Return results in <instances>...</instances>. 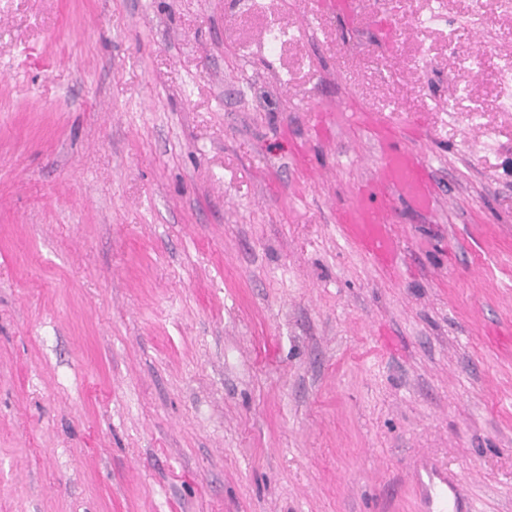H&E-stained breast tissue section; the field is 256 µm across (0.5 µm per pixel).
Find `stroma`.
I'll use <instances>...</instances> for the list:
<instances>
[{
	"label": "stroma",
	"instance_id": "obj_1",
	"mask_svg": "<svg viewBox=\"0 0 512 512\" xmlns=\"http://www.w3.org/2000/svg\"><path fill=\"white\" fill-rule=\"evenodd\" d=\"M483 2L0 0V512H421L423 459L512 512V0ZM348 103L439 184L392 205L394 276L336 222L378 164Z\"/></svg>",
	"mask_w": 512,
	"mask_h": 512
}]
</instances>
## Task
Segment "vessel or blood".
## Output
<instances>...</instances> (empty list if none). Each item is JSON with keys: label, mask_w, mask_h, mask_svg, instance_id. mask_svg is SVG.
<instances>
[{"label": "vessel or blood", "mask_w": 512, "mask_h": 512, "mask_svg": "<svg viewBox=\"0 0 512 512\" xmlns=\"http://www.w3.org/2000/svg\"><path fill=\"white\" fill-rule=\"evenodd\" d=\"M365 131L379 151L380 166L375 177L338 209L336 220L362 254L389 272L396 260V239L389 223L395 197H403L416 210L427 213L438 200V184L420 155L407 149L391 126L378 121L367 124ZM417 474L424 512H444L440 506L444 495L460 498L462 482L456 474L428 462Z\"/></svg>", "instance_id": "1"}]
</instances>
